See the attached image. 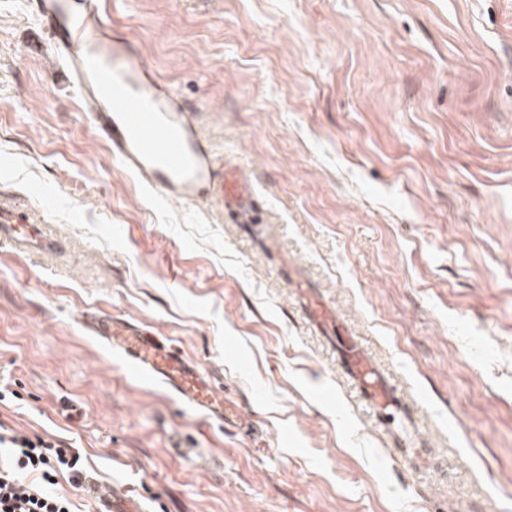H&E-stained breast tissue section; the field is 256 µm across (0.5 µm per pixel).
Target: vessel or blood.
I'll use <instances>...</instances> for the list:
<instances>
[{
  "label": "vessel or blood",
  "mask_w": 512,
  "mask_h": 512,
  "mask_svg": "<svg viewBox=\"0 0 512 512\" xmlns=\"http://www.w3.org/2000/svg\"><path fill=\"white\" fill-rule=\"evenodd\" d=\"M37 14L50 54L63 61L79 98L92 103L90 121L113 161L169 199L250 212L253 193L238 166L216 155L200 132L196 112L141 57L134 38L113 23L103 0H38ZM0 245L20 253L64 247L47 225L31 223L21 204L5 200L0 202ZM307 313L317 329L342 336L336 366L389 432L392 445L411 447L400 428L398 391L358 337L321 300H312ZM83 323L91 335L119 350L137 374L163 381L208 419L223 421L224 402L215 396L214 378L149 326L97 313L86 315ZM85 487L98 496L97 512H141L122 492H101L91 479Z\"/></svg>",
  "instance_id": "obj_1"
}]
</instances>
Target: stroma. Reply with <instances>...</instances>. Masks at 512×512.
Returning a JSON list of instances; mask_svg holds the SVG:
<instances>
[{
  "label": "stroma",
  "mask_w": 512,
  "mask_h": 512,
  "mask_svg": "<svg viewBox=\"0 0 512 512\" xmlns=\"http://www.w3.org/2000/svg\"><path fill=\"white\" fill-rule=\"evenodd\" d=\"M34 8L0 0V198L66 251L0 248V422L146 512H512V0H111L259 224L113 162ZM306 288L422 457L337 370ZM95 309L213 371L227 422L137 376ZM306 310L311 322L326 336H330V330L342 336L344 343L336 350V366L374 412L380 426L389 432L394 448H413L410 438L400 429L402 402L397 388L380 373L359 338L343 327L340 319L318 298L313 299Z\"/></svg>",
  "instance_id": "stroma-1"
}]
</instances>
